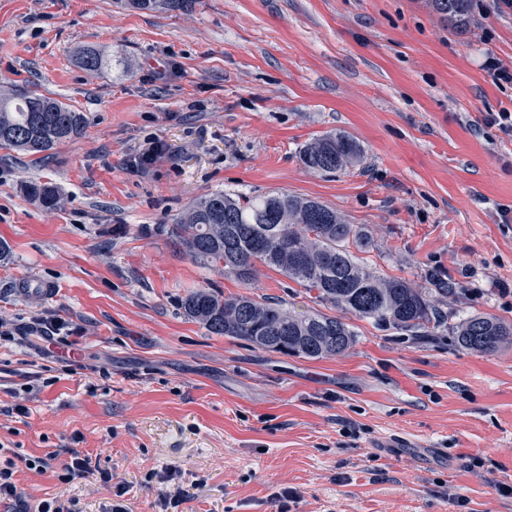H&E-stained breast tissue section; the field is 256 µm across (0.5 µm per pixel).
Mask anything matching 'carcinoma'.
Listing matches in <instances>:
<instances>
[{
  "label": "carcinoma",
  "instance_id": "obj_1",
  "mask_svg": "<svg viewBox=\"0 0 512 512\" xmlns=\"http://www.w3.org/2000/svg\"><path fill=\"white\" fill-rule=\"evenodd\" d=\"M196 0H126L134 10L186 11ZM446 21L464 27L471 0H429ZM104 57L88 49L80 64L90 72ZM88 119L70 105L34 90L0 92V144L45 153L81 137ZM363 155V147L343 132H329L304 144L299 158L305 168L324 174L347 169ZM28 196L46 208L60 201L50 183L31 181ZM176 242L196 262L223 263L224 273L248 285L259 267L275 270L307 291L319 304L368 319L384 330L431 336L447 325L438 297L454 294L455 283L429 275L430 287L381 273L365 254L373 236L364 224H351L336 208L316 199L286 192L261 195L211 193L194 202L178 218ZM189 318L212 334L242 340L260 348L316 360L345 353L356 343L353 326L340 316L319 310L292 313L282 305L251 295L223 297L207 290L188 293L180 301ZM458 344L492 353L512 340V324L481 314L464 317L452 327Z\"/></svg>",
  "mask_w": 512,
  "mask_h": 512
}]
</instances>
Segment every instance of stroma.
<instances>
[{
  "instance_id": "stroma-1",
  "label": "stroma",
  "mask_w": 512,
  "mask_h": 512,
  "mask_svg": "<svg viewBox=\"0 0 512 512\" xmlns=\"http://www.w3.org/2000/svg\"><path fill=\"white\" fill-rule=\"evenodd\" d=\"M85 48L104 51L102 70L79 65ZM489 56L512 66V9L495 0H471L463 30L427 0H197L184 13L0 0V88L88 119L47 158L0 146V320L20 330L0 342V463L15 460L29 503L107 512L117 497L98 476L25 466L76 450L124 482L129 512H162L170 468L190 494L182 512H512L511 343L483 354L447 329L358 319L350 351L310 360L217 336L182 297L317 304L268 268L248 289L170 237L208 193L286 191L367 225L383 273L452 279L449 322L512 323V134L487 122L512 113V85L493 82ZM336 130L363 160L306 170L300 148ZM153 141L164 153L130 168ZM28 181L57 186L63 205L28 199ZM37 318L59 321L81 367L30 345Z\"/></svg>"
}]
</instances>
